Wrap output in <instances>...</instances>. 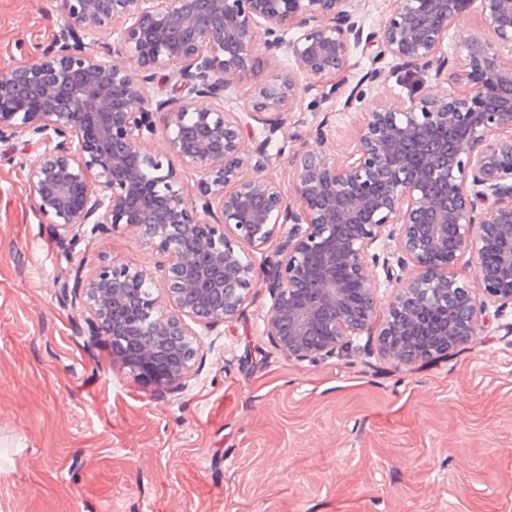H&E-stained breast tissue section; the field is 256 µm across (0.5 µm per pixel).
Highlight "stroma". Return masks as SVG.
<instances>
[{
    "label": "stroma",
    "mask_w": 512,
    "mask_h": 512,
    "mask_svg": "<svg viewBox=\"0 0 512 512\" xmlns=\"http://www.w3.org/2000/svg\"><path fill=\"white\" fill-rule=\"evenodd\" d=\"M60 0H0V66L38 57ZM365 104L431 91L392 70ZM313 93L269 170L327 121L345 157L358 109ZM37 151L0 141V512H512V310L440 355L397 365L377 330L315 362L286 359L262 334L271 305L255 289L233 322L202 332L199 371L154 396L89 343L60 293L72 262L153 266L131 230L69 248L39 210L25 166Z\"/></svg>",
    "instance_id": "1"
}]
</instances>
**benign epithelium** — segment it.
Masks as SVG:
<instances>
[{"instance_id":"1","label":"benign epithelium","mask_w":512,"mask_h":512,"mask_svg":"<svg viewBox=\"0 0 512 512\" xmlns=\"http://www.w3.org/2000/svg\"><path fill=\"white\" fill-rule=\"evenodd\" d=\"M468 3L395 0L367 28L359 0H63L41 56L0 67V140L38 150L27 182L62 240L133 228L164 255L153 271L71 268L65 296L115 368L180 391L200 356L195 327L236 319L255 288L272 300L263 335L298 361L336 353L382 307L379 350L399 365L426 357L417 336L448 350L468 340L459 318L474 335L512 309V58L500 54L512 49V0H480L489 37L451 58L444 42ZM373 46L372 61L389 56L448 90L365 109L342 161L322 120L317 145L288 157L290 205L267 171L297 95L362 102L385 71L373 65L352 87L346 64ZM268 65L272 78L224 109ZM160 72L178 96L152 95ZM159 133L166 149L154 152ZM184 170L199 176L191 190ZM468 254L470 279L458 272ZM434 306L448 311L440 328L425 320Z\"/></svg>"}]
</instances>
